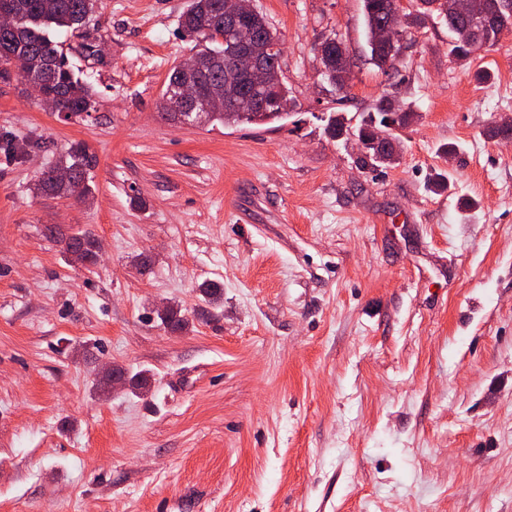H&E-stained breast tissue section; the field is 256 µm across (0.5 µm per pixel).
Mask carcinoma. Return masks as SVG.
I'll return each mask as SVG.
<instances>
[{"label": "carcinoma", "mask_w": 512, "mask_h": 512, "mask_svg": "<svg viewBox=\"0 0 512 512\" xmlns=\"http://www.w3.org/2000/svg\"><path fill=\"white\" fill-rule=\"evenodd\" d=\"M95 0H0V11L15 13L19 18L16 30L0 28V78H7L5 69L9 54L19 51L28 62L29 70L43 78L47 85L45 92L59 97V111L67 117L79 116L94 110L96 97L94 89L85 81L76 77L66 65L62 50L48 33L52 26L56 28H82L93 11ZM391 0H363L365 34L371 46L372 58L378 67L389 65V70L397 71L399 50H394L391 61L380 46V33L385 20V10ZM427 10L436 14L448 25L450 37L449 54L458 60H469L473 53L458 43L457 23L452 15L453 0H423ZM474 10L479 16H499L504 23L499 26L481 29V39L495 45L499 36L506 29L512 28V0H474ZM251 23L258 36V45L266 49L271 39L279 40L277 31L269 22L266 14L258 10L252 16ZM179 26L182 34L194 43L196 54L217 59L219 63L204 69L197 75L199 84L204 89L221 87L225 76L231 75L232 59L227 54V46L208 34L224 26V0H189L187 9L180 16ZM327 44L325 55L320 57L324 71L323 78L336 88L343 90L345 84L336 82V72L350 73L348 49L343 39L335 36L324 40ZM245 93L261 95L266 104L260 109L228 107L205 114V123H220L226 127L241 125L264 126L282 122L288 118V86L280 81L275 88H269L260 82L244 85ZM413 113L396 109L390 104L379 103L375 111L362 116L353 125L344 112H332L325 128L334 137L345 128H353L359 133L365 126L373 125L387 133L395 145L377 148L367 147V154L361 158L363 165H390L398 155L400 138L396 130L407 126ZM96 164V157L83 142L73 143L66 154L55 164L57 168H66L72 172V183L58 194L76 199H84L91 194L90 174ZM64 251L73 262L82 266L93 264L97 242L88 231H79L62 241ZM162 322L172 333L185 330L187 321L172 309L160 314ZM113 380L122 382V386L136 392L146 389L147 379L140 374H130L124 367L114 365L100 381V390H110Z\"/></svg>", "instance_id": "1"}]
</instances>
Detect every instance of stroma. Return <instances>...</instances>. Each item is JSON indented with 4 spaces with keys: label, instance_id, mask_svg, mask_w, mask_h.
<instances>
[{
    "label": "stroma",
    "instance_id": "obj_1",
    "mask_svg": "<svg viewBox=\"0 0 512 512\" xmlns=\"http://www.w3.org/2000/svg\"><path fill=\"white\" fill-rule=\"evenodd\" d=\"M187 4L98 0L96 56L55 33L90 114L0 79V134L28 145L0 151V512H512V142L491 135L512 115V32L458 61L410 5L391 76L362 0H255L287 120L185 128L159 103L192 54ZM332 35L343 94L319 75ZM383 99L415 117L398 161L364 168L326 119ZM75 142L96 156L89 197L36 191ZM80 230L97 265L60 244ZM114 365L148 393L99 392ZM251 23L258 36V45L262 50H266L270 39H274L278 42L279 48L274 53L268 55L273 60V65L276 66L280 73V59L282 54L280 38L277 35V31L273 28L269 22L266 14L256 8V13L252 16Z\"/></svg>",
    "mask_w": 512,
    "mask_h": 512
}]
</instances>
